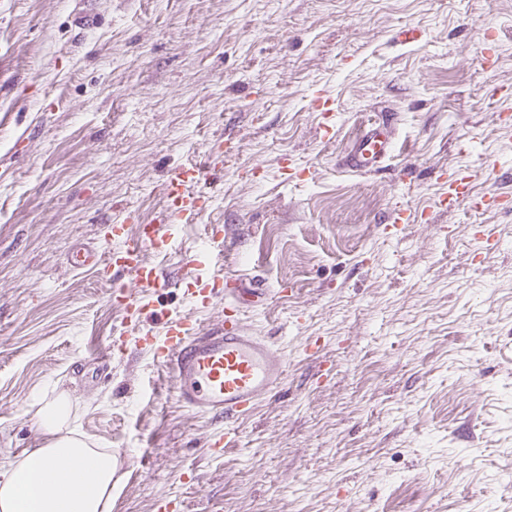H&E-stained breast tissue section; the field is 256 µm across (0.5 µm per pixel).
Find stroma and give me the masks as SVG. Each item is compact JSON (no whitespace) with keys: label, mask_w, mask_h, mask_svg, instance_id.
Here are the masks:
<instances>
[{"label":"stroma","mask_w":512,"mask_h":512,"mask_svg":"<svg viewBox=\"0 0 512 512\" xmlns=\"http://www.w3.org/2000/svg\"><path fill=\"white\" fill-rule=\"evenodd\" d=\"M404 25L421 39L394 42ZM498 112L512 0H0V467L45 445L34 396L65 392L84 439L130 458L116 512H512V209L447 207L441 179L512 190ZM388 113L381 168L339 170ZM210 151L206 210L146 258L179 271L223 226L226 279L266 291L241 318L288 360L219 457L138 338L217 324L223 300L159 292L129 332L108 276L68 262L152 223L167 170Z\"/></svg>","instance_id":"obj_1"}]
</instances>
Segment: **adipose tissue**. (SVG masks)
Returning <instances> with one entry per match:
<instances>
[{
	"mask_svg": "<svg viewBox=\"0 0 512 512\" xmlns=\"http://www.w3.org/2000/svg\"><path fill=\"white\" fill-rule=\"evenodd\" d=\"M35 403L46 445L0 470V512H112V498L120 491L113 481L115 454L91 447L72 427L68 394Z\"/></svg>",
	"mask_w": 512,
	"mask_h": 512,
	"instance_id": "obj_1",
	"label": "adipose tissue"
}]
</instances>
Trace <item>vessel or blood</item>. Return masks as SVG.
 Returning <instances> with one entry per match:
<instances>
[{
	"mask_svg": "<svg viewBox=\"0 0 512 512\" xmlns=\"http://www.w3.org/2000/svg\"><path fill=\"white\" fill-rule=\"evenodd\" d=\"M392 128L393 119L389 116L365 127L341 159V167L357 174L377 169L391 150ZM216 167V160L211 158L201 164L185 163L172 168L167 178V202L155 223L131 220L113 225L115 248L79 249L71 253L69 261L77 268L112 273L111 299L130 329L139 326L146 307L144 295L149 291L183 286L190 289L201 307L223 299L226 315L222 325L204 328L185 316L169 321L161 340L150 336L145 339L172 374L179 402L188 410L223 424V434L210 443L213 454L219 455L235 436L241 418L284 384L288 362L266 338L241 325L237 306L241 290L225 286L223 273H215L210 283L201 287L196 277L175 275L144 259L147 249L169 246L173 225L202 214L208 197L200 185ZM473 198L471 174L449 172V205Z\"/></svg>",
	"mask_w": 512,
	"mask_h": 512,
	"instance_id": "vessel-or-blood-1",
	"label": "vessel or blood"
}]
</instances>
